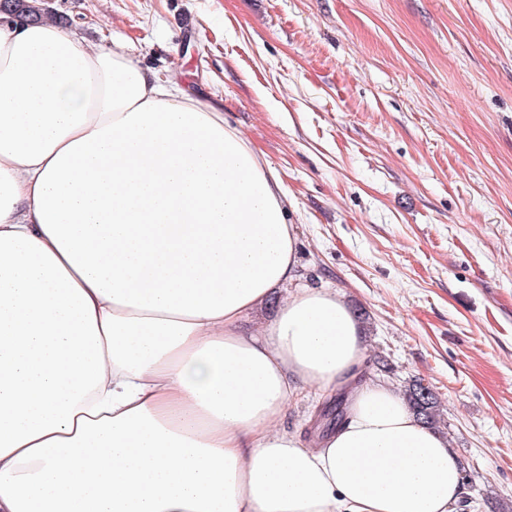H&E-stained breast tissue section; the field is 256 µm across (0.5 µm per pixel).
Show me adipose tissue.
Instances as JSON below:
<instances>
[{
    "instance_id": "ef3b65f1",
    "label": "adipose tissue",
    "mask_w": 512,
    "mask_h": 512,
    "mask_svg": "<svg viewBox=\"0 0 512 512\" xmlns=\"http://www.w3.org/2000/svg\"><path fill=\"white\" fill-rule=\"evenodd\" d=\"M287 207L219 103L0 14V512H452L336 293L241 330L295 276ZM310 387L348 401L317 442L279 427Z\"/></svg>"
}]
</instances>
